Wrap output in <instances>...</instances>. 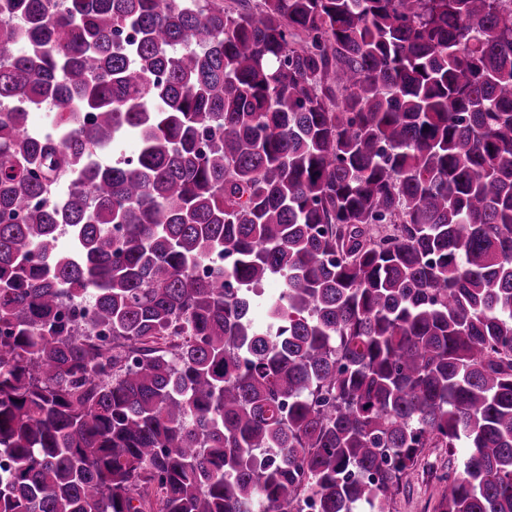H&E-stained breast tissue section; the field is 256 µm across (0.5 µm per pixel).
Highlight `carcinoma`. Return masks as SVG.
Masks as SVG:
<instances>
[{"label":"carcinoma","instance_id":"obj_1","mask_svg":"<svg viewBox=\"0 0 512 512\" xmlns=\"http://www.w3.org/2000/svg\"><path fill=\"white\" fill-rule=\"evenodd\" d=\"M461 444L438 512H512V0H0V512H392ZM447 465L448 449L424 448L409 481L393 495L394 512H436L446 490L439 477Z\"/></svg>","mask_w":512,"mask_h":512}]
</instances>
